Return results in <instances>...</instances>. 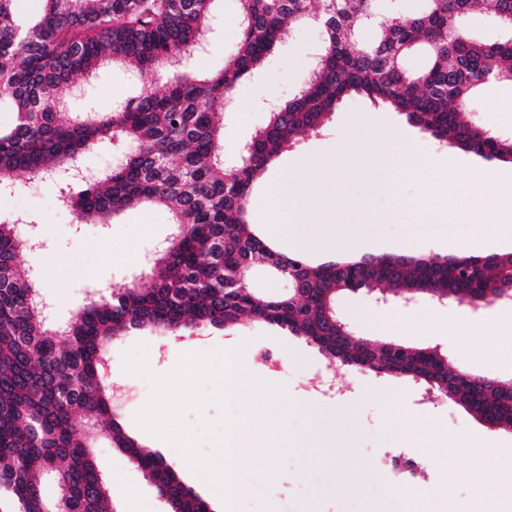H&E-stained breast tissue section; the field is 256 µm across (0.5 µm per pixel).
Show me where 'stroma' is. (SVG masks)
Returning <instances> with one entry per match:
<instances>
[{"mask_svg":"<svg viewBox=\"0 0 512 512\" xmlns=\"http://www.w3.org/2000/svg\"><path fill=\"white\" fill-rule=\"evenodd\" d=\"M218 18L208 36V50L192 59L194 71H220L239 40L235 22L236 0H218ZM324 40L318 25L292 29L285 42L270 54L260 72L250 80L254 102L249 112L224 116V154L236 158L240 147L268 120V101L293 97L314 65L313 54ZM81 94L62 89L73 112H104L116 102L137 95L142 86L130 68L109 66L96 75L80 79ZM468 121L512 137V82L486 86L466 109ZM380 118L400 131L409 146L401 159L411 165L412 146L423 134L405 116L388 106L362 96L345 98L332 112L324 130L302 140L293 151L283 153L273 176H293V160L306 154L315 159L324 176L318 192L294 196L293 222L280 250L322 262L355 253L358 243H378L383 253L449 254L469 238L475 227L495 231L491 210H475L466 184L470 167L487 164L485 192L493 194L498 172L512 174V165L461 152L457 175L461 184L448 200L449 217L425 223L421 214L422 185L419 178H402L398 191L406 203L403 214L391 212L386 196L376 193L369 173L341 174L336 155L351 141L364 142L363 116ZM342 183L339 200H332L335 183ZM54 186L24 180L22 190L0 209V220L11 221L25 214L35 220L42 249L23 251L21 263L32 268L39 293L48 304L54 322L68 321L91 299L110 287L144 277L155 245L170 237L174 226L166 209L141 207L126 211L115 224L74 226L70 214L57 207ZM337 307L357 335L375 342L393 341L405 346L434 348L447 354L457 367L477 377H512V352L498 351L485 331L500 316L512 315V300L473 308L455 301L440 304L421 298L404 307L378 302L376 293L359 290L339 296ZM454 316L466 335L429 329L431 314ZM147 344L149 366L164 374L175 367L181 355L234 347L246 371L271 383L273 393L251 392L247 399L265 437L248 433L238 440V456L250 465L229 460L233 479L235 512H475L476 495L471 485L456 483L458 475L476 467L478 460L494 455L490 473L498 504H512V430L491 427L448 398L426 391L407 378L360 372L337 367L346 385L340 400L313 396L302 391V380L312 377L323 357L303 339L285 337L283 331L247 322L228 332L200 330L188 339L161 338L152 332H137L112 346L107 380L112 386V404L128 431H135V413L146 403L150 386L139 376L125 373L123 357L139 344ZM278 352L282 364L273 370L255 356L258 348ZM444 446L430 456L432 436ZM276 446L268 457V446ZM415 458L421 468L413 482H393L379 459L384 454ZM96 465L112 487L113 512H166L143 473L105 441L94 448ZM274 462L278 479L266 474Z\"/></svg>","mask_w":512,"mask_h":512,"instance_id":"35a3bbf8","label":"stroma"}]
</instances>
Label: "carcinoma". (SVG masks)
<instances>
[{
	"label": "carcinoma",
	"instance_id": "obj_1",
	"mask_svg": "<svg viewBox=\"0 0 512 512\" xmlns=\"http://www.w3.org/2000/svg\"><path fill=\"white\" fill-rule=\"evenodd\" d=\"M0 0V101L14 110L0 126V189L17 176L52 178L103 141L131 151L99 178L60 185L81 220L109 224L143 205L169 209L175 231L154 251L150 287L115 285L63 325L51 323L33 271L18 255L23 235L0 222V503L6 512H112L88 436L105 440L142 471L168 512H211L161 454L146 449L112 414L103 370L112 342L133 331L174 337L229 331L248 320L303 338L327 360L404 377L464 407L492 427L512 429V378H474L429 348L373 344L341 317L336 299L357 288L396 297L486 306L512 285V252L473 256L395 253L314 265L274 248L248 221L249 201L271 163L322 130L346 97L359 95L405 115L443 146L512 163V138L465 120L475 92L512 81V0H490L503 34L474 40L460 26L485 0H426L414 15L380 0H237L240 38L224 69L205 78L187 65L205 42L215 0H43L32 25ZM325 31L316 66L298 92L232 163L224 160V111L294 24ZM375 23L368 42L360 30ZM426 51L422 64L410 56ZM128 63L150 89L107 112L66 118L62 87L109 63ZM263 263L290 280L286 295L258 294L243 271ZM52 479L57 494L43 495Z\"/></svg>",
	"mask_w": 512,
	"mask_h": 512
}]
</instances>
